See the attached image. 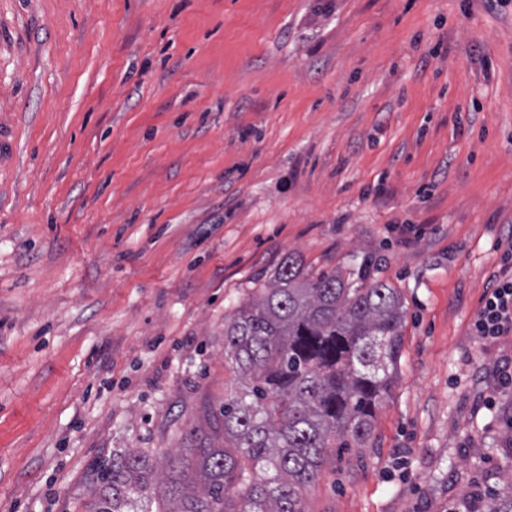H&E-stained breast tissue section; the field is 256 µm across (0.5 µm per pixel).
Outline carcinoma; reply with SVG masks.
<instances>
[{
    "instance_id": "1",
    "label": "carcinoma",
    "mask_w": 512,
    "mask_h": 512,
    "mask_svg": "<svg viewBox=\"0 0 512 512\" xmlns=\"http://www.w3.org/2000/svg\"><path fill=\"white\" fill-rule=\"evenodd\" d=\"M357 273L311 274L287 255L224 318V358L242 391L224 397V445L179 449L160 474L148 449L112 453L87 512H304L329 448H363L400 360L398 289ZM484 512H512V491Z\"/></svg>"
}]
</instances>
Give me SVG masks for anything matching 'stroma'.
I'll use <instances>...</instances> for the list:
<instances>
[{
    "instance_id": "1",
    "label": "stroma",
    "mask_w": 512,
    "mask_h": 512,
    "mask_svg": "<svg viewBox=\"0 0 512 512\" xmlns=\"http://www.w3.org/2000/svg\"><path fill=\"white\" fill-rule=\"evenodd\" d=\"M512 244V4L0 0V512H85L221 425L224 317L288 253L372 259L406 309L364 448L307 512L504 488L512 331L472 326Z\"/></svg>"
}]
</instances>
